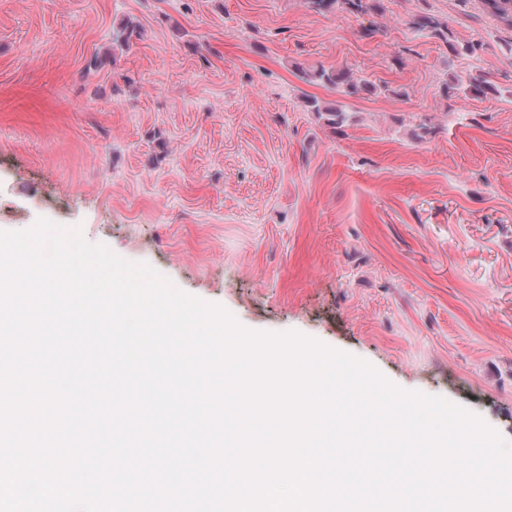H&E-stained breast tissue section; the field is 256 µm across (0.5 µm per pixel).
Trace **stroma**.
<instances>
[{"mask_svg":"<svg viewBox=\"0 0 512 512\" xmlns=\"http://www.w3.org/2000/svg\"><path fill=\"white\" fill-rule=\"evenodd\" d=\"M417 14L481 41L478 58L414 32ZM126 20L141 29L127 49L112 40ZM319 66L378 91L301 79ZM453 74L499 93L445 94ZM309 97L346 102L348 124L325 126ZM41 218L512 441V29L481 0L360 17L304 0H0V231Z\"/></svg>","mask_w":512,"mask_h":512,"instance_id":"stroma-1","label":"stroma"}]
</instances>
